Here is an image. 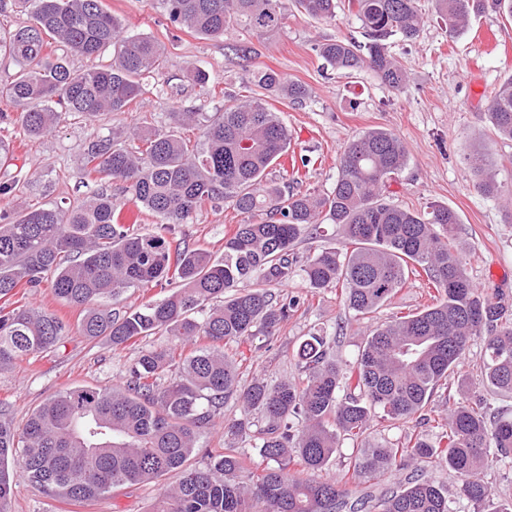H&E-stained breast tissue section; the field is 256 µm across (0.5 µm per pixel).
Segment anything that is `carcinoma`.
Segmentation results:
<instances>
[{
    "label": "carcinoma",
    "instance_id": "obj_1",
    "mask_svg": "<svg viewBox=\"0 0 512 512\" xmlns=\"http://www.w3.org/2000/svg\"><path fill=\"white\" fill-rule=\"evenodd\" d=\"M23 2L26 24L0 27V55L17 66L11 82L0 84V98L22 107L30 136L49 132L71 112L96 118L124 111L145 94L143 79L165 67V48L124 30L103 0ZM162 5L171 22L208 38L239 28L270 37L285 19L282 0ZM294 5L311 18L336 20L337 0ZM348 7L365 42L336 36L317 43L324 67L346 73L367 67L382 84L402 91L407 77L389 40L419 37L424 19L416 0H348ZM436 7L450 38L489 9L512 18V0H436ZM54 43L85 57L110 47L112 63L74 70L46 53ZM254 84L261 94L234 99L211 116L175 113L179 124L200 131L191 149L177 128L149 126L88 146L87 173L125 183L130 202L156 218L153 232L115 221L112 196L104 192L66 209H0V300L21 286L38 288L48 277L54 297L81 309L78 334L90 341L106 338L114 348L157 334L184 344L207 341L165 383L160 374L175 361L173 351L147 350L122 384L68 388L34 410L20 433L0 418V512H9L19 475L53 497L89 502L171 472L179 480L151 512H449L448 493L422 472V464L439 458L462 477L459 494L473 512H512V499L494 501L484 480L494 465L512 459V418L492 416L483 399L469 395L431 419L432 441L418 435L396 448L352 449L350 479L291 472L294 465L320 472L341 451V440L355 442L384 422L421 417L437 393L448 399L452 375L464 390L463 364L475 338L483 339V382L511 396L512 315L467 275L454 210L433 205L419 212L386 200L390 181L408 160L397 135L363 132L340 153L331 190H304L300 168L310 159L299 168L288 161L292 134L266 99L300 103L308 89L271 68L255 72ZM488 115L494 133L512 140V76L494 89ZM130 137L142 146L128 148ZM467 160L481 195L505 196L484 154ZM274 165L281 181L268 182L266 171ZM206 206H228L241 216L219 257L173 238L176 225ZM323 224L338 225L352 250L324 248L306 257L308 288L341 289L344 305L365 317L394 297L413 265L436 291L433 302L377 326L353 362L333 358L336 336L323 329L300 342L297 381L241 382L224 343L276 334L301 297L279 298L269 287L292 277L296 244L306 233L319 234ZM162 282L177 288L160 301L121 317L106 306L128 288ZM70 335V326L53 313L0 306V369L53 352ZM230 400L241 404L242 414L224 425L225 436L234 441L252 434L266 468L253 473L231 446L204 448L208 462L186 467ZM391 474L399 475L396 482L381 483Z\"/></svg>",
    "mask_w": 512,
    "mask_h": 512
}]
</instances>
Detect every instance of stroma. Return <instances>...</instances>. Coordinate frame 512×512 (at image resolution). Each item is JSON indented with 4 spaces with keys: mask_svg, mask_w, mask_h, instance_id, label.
<instances>
[{
    "mask_svg": "<svg viewBox=\"0 0 512 512\" xmlns=\"http://www.w3.org/2000/svg\"><path fill=\"white\" fill-rule=\"evenodd\" d=\"M108 10L132 33L164 44L167 63L161 75L146 78L142 101L123 112L91 120L70 113L49 133L29 136L21 126L18 109L0 99V137L15 147L17 166L33 172L0 207L23 212L42 206L65 207L89 200L100 191L111 193L116 207L129 203L122 182L92 179L84 171V153L97 138L115 130L142 125L166 127L173 109L213 113L230 96L251 94L254 71L271 68L307 86L308 99L291 104L278 99L271 107L280 112L292 132L290 152L310 158L308 187L330 190L336 181L337 159L345 144L362 132L382 128L406 144L405 169L391 181V201L400 207L424 211L441 204L460 220V240L467 253L466 272L489 294L512 308V211L498 199L481 196L464 156L486 153L497 180L512 186V140L497 138L488 120L492 91L512 76V20L494 12L475 16L459 37L445 35L437 22L435 0H417L425 26L412 42L392 39L391 54L406 71L404 91L394 92L375 74L361 68L348 74L324 72L313 47L339 35L361 37L360 23L348 6L329 24L287 8L282 31L273 38L240 30L225 38L209 39L176 29L158 0H103ZM248 55L237 54V47ZM197 66L208 76L200 85L187 77ZM239 221L232 209H206L176 230L190 247L213 255L224 251V237ZM433 289L422 272H409L390 303L367 317L348 310L336 289L307 288L301 275L274 293L298 295L302 304L284 321L275 336L260 338L250 350L229 342L224 352L237 360L242 381L262 375L271 381L296 376L295 351L301 337L320 329L336 337V356L352 361L358 346L372 329L430 304ZM169 336H149L120 348L72 336L60 351L29 355L0 369V412L15 428H22L31 412L59 391L75 386L109 387L121 383L142 351L173 346ZM481 340H473L463 371L471 394L484 396L494 412L512 417V398L484 387L480 369ZM176 474L128 486L74 504L46 494L27 479L13 488L10 512H150L160 493L176 482Z\"/></svg>",
    "mask_w": 512,
    "mask_h": 512,
    "instance_id": "obj_1",
    "label": "stroma"
}]
</instances>
